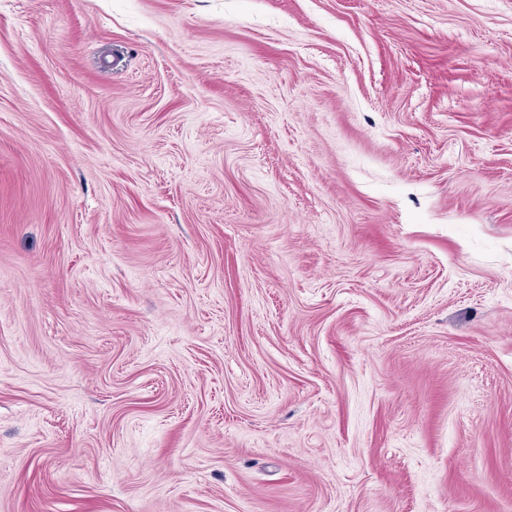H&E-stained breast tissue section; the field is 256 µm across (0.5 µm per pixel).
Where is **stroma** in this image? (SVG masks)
Returning <instances> with one entry per match:
<instances>
[{"mask_svg": "<svg viewBox=\"0 0 512 512\" xmlns=\"http://www.w3.org/2000/svg\"><path fill=\"white\" fill-rule=\"evenodd\" d=\"M0 512H512V0H0Z\"/></svg>", "mask_w": 512, "mask_h": 512, "instance_id": "35a3bbf8", "label": "stroma"}]
</instances>
